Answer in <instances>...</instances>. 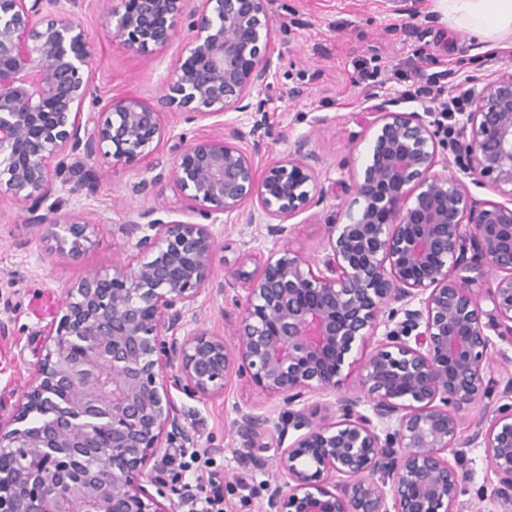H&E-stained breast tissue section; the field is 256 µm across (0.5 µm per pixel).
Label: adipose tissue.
I'll return each instance as SVG.
<instances>
[{
    "label": "adipose tissue",
    "mask_w": 512,
    "mask_h": 512,
    "mask_svg": "<svg viewBox=\"0 0 512 512\" xmlns=\"http://www.w3.org/2000/svg\"><path fill=\"white\" fill-rule=\"evenodd\" d=\"M450 27L492 42L512 38V0H438Z\"/></svg>",
    "instance_id": "1"
}]
</instances>
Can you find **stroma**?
I'll use <instances>...</instances> for the list:
<instances>
[{
    "label": "stroma",
    "mask_w": 512,
    "mask_h": 512,
    "mask_svg": "<svg viewBox=\"0 0 512 512\" xmlns=\"http://www.w3.org/2000/svg\"><path fill=\"white\" fill-rule=\"evenodd\" d=\"M271 12L274 64L262 94L270 133L258 162L278 160L301 143L312 152L311 164L327 196L319 207L288 220L284 244L314 258L328 244V224L354 205L348 187L363 176L373 135L358 119L369 105L368 91L396 99L398 111L423 115L429 102L401 99L395 77L412 71L415 51L428 56L421 65L425 74L453 71L446 89L455 94L475 70L512 73V48H492L480 35L450 28L436 0H407L401 13L391 0H272ZM76 13L93 46L92 84L98 97H134L156 105L184 35L139 55L105 37L99 0H79ZM150 167L145 159L113 172L102 159L97 163L102 176L91 190L61 194L60 213L84 212L95 225L90 242L73 256L57 253L47 227L31 226L19 206L0 200V320L8 325L7 334L0 335V416L16 414L42 357L44 330L60 317L65 290L131 253L119 226L148 202L130 196L126 187L148 176ZM211 231L215 267L222 274L235 270L246 253L252 254L253 266H261L276 246L263 224L245 226L235 213L221 215ZM172 397L197 438L183 482L199 497L219 493L224 512H257L262 485L276 471V453L242 442L234 429L236 410L276 412L278 399L234 376L223 392L208 399L193 400L178 391ZM458 473L464 507L504 512L492 495L496 479L483 449L468 448Z\"/></svg>",
    "instance_id": "stroma-1"
}]
</instances>
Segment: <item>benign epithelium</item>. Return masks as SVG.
<instances>
[{
	"label": "benign epithelium",
	"instance_id": "7a95c632",
	"mask_svg": "<svg viewBox=\"0 0 512 512\" xmlns=\"http://www.w3.org/2000/svg\"><path fill=\"white\" fill-rule=\"evenodd\" d=\"M270 0H102L105 36L143 54L188 39L157 105H100L93 50L76 0H0V196L57 250L75 255L95 225L58 215L59 194H79L72 160L112 168L153 157L171 131L161 110L195 118L252 112L245 134L179 137L172 161L128 185L154 195L173 180L204 220L258 200L267 235L324 200L311 154L261 168L267 130L258 93L272 65ZM474 109L450 115L455 172L435 171L439 128L417 112L383 109L368 121L373 145L361 203L328 225L317 258L281 248L262 269L221 275L209 225L167 220L157 202L120 231L133 253L64 292L45 329L46 354L16 415L0 418V512H172L185 492L168 456L196 447L171 390L206 399L230 375L282 403L278 415L237 409L238 436L277 449L278 476L259 512H461L462 486L445 454L484 449L512 507V376L487 375L489 332L512 342V74L476 76ZM252 137L251 151L238 142ZM508 203L476 199L466 180ZM492 286L474 291L475 277ZM244 294H238V291ZM231 297L234 344L196 320L202 293ZM420 307L411 308L413 302ZM384 329L383 339L357 358ZM359 369L360 394L344 390ZM315 393L335 396L312 404ZM504 403L489 411L485 399ZM479 407L460 439L459 412ZM155 491H150L149 487Z\"/></svg>",
	"mask_w": 512,
	"mask_h": 512
}]
</instances>
